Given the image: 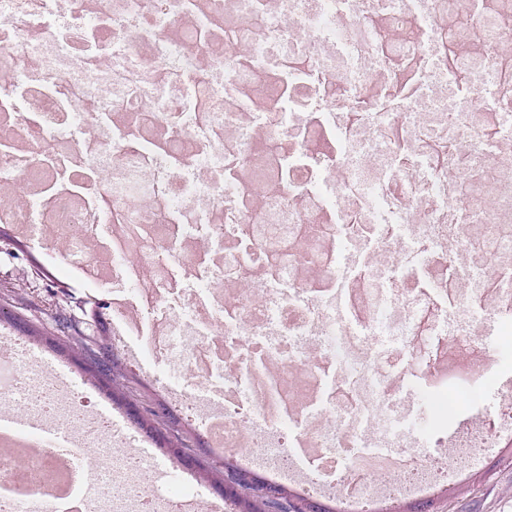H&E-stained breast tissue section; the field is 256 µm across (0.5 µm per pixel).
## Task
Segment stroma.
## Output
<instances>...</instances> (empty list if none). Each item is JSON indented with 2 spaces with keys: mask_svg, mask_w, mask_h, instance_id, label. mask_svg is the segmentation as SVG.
Masks as SVG:
<instances>
[{
  "mask_svg": "<svg viewBox=\"0 0 512 512\" xmlns=\"http://www.w3.org/2000/svg\"><path fill=\"white\" fill-rule=\"evenodd\" d=\"M85 253H63L48 233L31 237L18 232L15 225L0 230V336L24 342L29 355L42 356L64 365L79 387H91L94 395L108 400L121 414L123 428L137 441L147 442L157 452L158 462L148 475L157 493L178 489L181 477L190 469L175 464L160 446L161 439L183 438L199 463L214 462L202 428L187 420L185 411L163 396L157 384L176 382L180 370L166 352L148 355L149 373L138 372L121 346H113V372L118 384L106 389L91 382L77 353L95 350L101 337L112 333V281L86 284L73 276L74 265L84 263ZM65 301L64 313L76 322V329L60 330L54 305ZM469 332L479 340L480 350L472 356L481 362L483 354L500 356L499 369L487 373L476 386L462 390L456 382L436 388L423 374L408 373L404 391L414 402L415 416L406 424H394V431L407 433L409 450L420 458L435 455V442L455 427L458 419L492 410L501 397V384L512 377V326L503 325L499 316L485 314ZM136 405L148 427H141L129 414ZM426 512H512V448L482 450L478 467L447 493L429 495Z\"/></svg>",
  "mask_w": 512,
  "mask_h": 512,
  "instance_id": "obj_1",
  "label": "stroma"
}]
</instances>
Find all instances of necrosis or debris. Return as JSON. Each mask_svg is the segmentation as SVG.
I'll use <instances>...</instances> for the list:
<instances>
[{
    "instance_id": "4bbe7bcc",
    "label": "necrosis or debris",
    "mask_w": 512,
    "mask_h": 512,
    "mask_svg": "<svg viewBox=\"0 0 512 512\" xmlns=\"http://www.w3.org/2000/svg\"><path fill=\"white\" fill-rule=\"evenodd\" d=\"M0 69V185L26 196L0 223L72 251L103 231L78 269L96 281L131 267L162 295L172 267L198 274L136 348L177 347L200 387L167 396L222 420L221 447L310 493L346 467L363 512L512 439L505 409L438 466L390 427L401 359L471 371L453 305L512 315V23L488 0H0ZM16 395L70 446L15 431L0 480H31L8 512H59L40 478L62 459L84 464L83 512H153L147 453L117 450L111 412L37 361L0 373V401Z\"/></svg>"
}]
</instances>
